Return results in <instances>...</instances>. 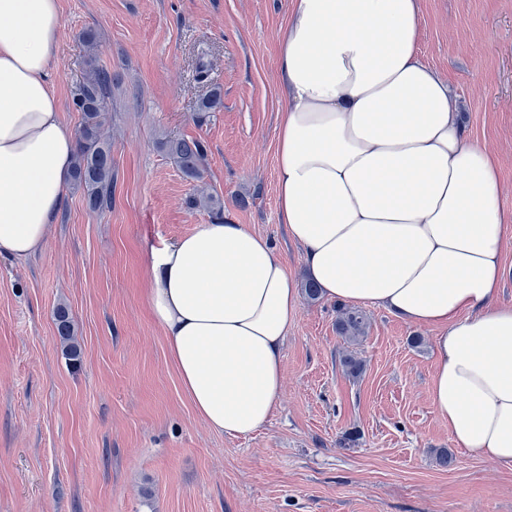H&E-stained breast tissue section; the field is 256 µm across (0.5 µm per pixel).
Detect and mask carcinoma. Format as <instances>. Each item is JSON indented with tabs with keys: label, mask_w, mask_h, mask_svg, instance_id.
I'll return each mask as SVG.
<instances>
[{
	"label": "carcinoma",
	"mask_w": 512,
	"mask_h": 512,
	"mask_svg": "<svg viewBox=\"0 0 512 512\" xmlns=\"http://www.w3.org/2000/svg\"><path fill=\"white\" fill-rule=\"evenodd\" d=\"M115 76L97 64L96 55L86 60L84 81L74 102L81 114L76 132L77 146L70 171L73 185L83 190L90 208L103 210L112 202V145L104 132L107 99L111 95ZM223 106L219 88H212L198 103V119ZM161 149L179 166L183 175L193 181L203 176L206 156L205 142L199 139L170 137L160 143ZM194 207H202L219 215L223 211L220 199L202 190L190 198ZM57 331L63 341L73 339L74 331L69 311L60 305L55 311ZM367 317L359 310L345 309L337 320V331L348 342H356L366 333Z\"/></svg>",
	"instance_id": "1"
}]
</instances>
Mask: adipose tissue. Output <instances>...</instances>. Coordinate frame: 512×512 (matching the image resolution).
<instances>
[{
    "label": "adipose tissue",
    "instance_id": "adipose-tissue-1",
    "mask_svg": "<svg viewBox=\"0 0 512 512\" xmlns=\"http://www.w3.org/2000/svg\"><path fill=\"white\" fill-rule=\"evenodd\" d=\"M419 0H292L278 35L277 204L331 300L433 328L428 395L457 447L512 465V207L448 81L420 57ZM60 0H0V257L42 250L75 139L50 70ZM145 300L197 415L248 436L272 415L300 286L270 241L218 218L152 248ZM504 278L500 289L499 301L512 304V227L505 233L503 241Z\"/></svg>",
    "mask_w": 512,
    "mask_h": 512
}]
</instances>
